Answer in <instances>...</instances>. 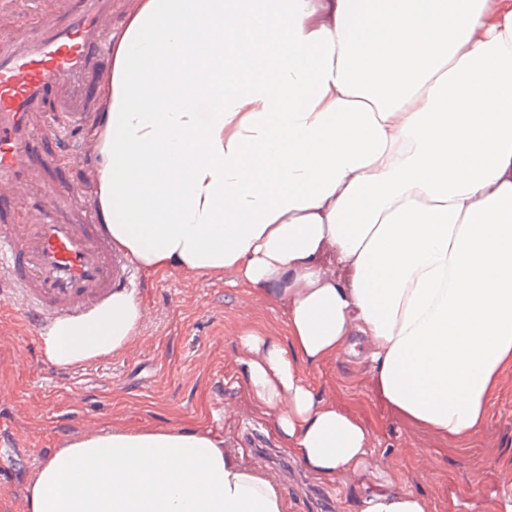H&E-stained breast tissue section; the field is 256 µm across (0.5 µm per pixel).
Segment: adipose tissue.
I'll list each match as a JSON object with an SVG mask.
<instances>
[{"mask_svg":"<svg viewBox=\"0 0 512 512\" xmlns=\"http://www.w3.org/2000/svg\"><path fill=\"white\" fill-rule=\"evenodd\" d=\"M112 57L95 131L112 242L147 272L231 271L285 304L287 342L256 326L237 342L289 453L326 479L370 468L369 430L304 376L360 339L400 418L482 432L512 372V0H142ZM143 318L114 293L46 328L43 353L70 367L126 351ZM25 505L288 512L200 428L69 441ZM355 512L426 503L388 484Z\"/></svg>","mask_w":512,"mask_h":512,"instance_id":"obj_1","label":"adipose tissue"}]
</instances>
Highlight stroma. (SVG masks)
<instances>
[{
  "label": "stroma",
  "mask_w": 512,
  "mask_h": 512,
  "mask_svg": "<svg viewBox=\"0 0 512 512\" xmlns=\"http://www.w3.org/2000/svg\"><path fill=\"white\" fill-rule=\"evenodd\" d=\"M145 307L127 351L55 367L19 307L0 302V512H26L25 495L47 455L87 431L144 428L212 429L225 450L282 487L288 512H352L354 498L393 480L422 494L427 512H496L512 487V373L489 407L485 429L447 437L401 420L377 395L372 372L342 353L310 369L314 390L354 413L371 432L377 466L327 480L289 455L273 431L271 412L254 407L238 376L237 333L259 326L285 337V308L237 285L233 273L136 272Z\"/></svg>",
  "instance_id": "35a3bbf8"
}]
</instances>
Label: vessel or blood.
Returning <instances> with one entry per match:
<instances>
[{
	"mask_svg": "<svg viewBox=\"0 0 512 512\" xmlns=\"http://www.w3.org/2000/svg\"><path fill=\"white\" fill-rule=\"evenodd\" d=\"M112 3L0 0V299L34 331L136 284L77 179L89 146L68 140L100 112L95 91L112 76Z\"/></svg>",
	"mask_w": 512,
	"mask_h": 512,
	"instance_id": "1",
	"label": "vessel or blood"
}]
</instances>
